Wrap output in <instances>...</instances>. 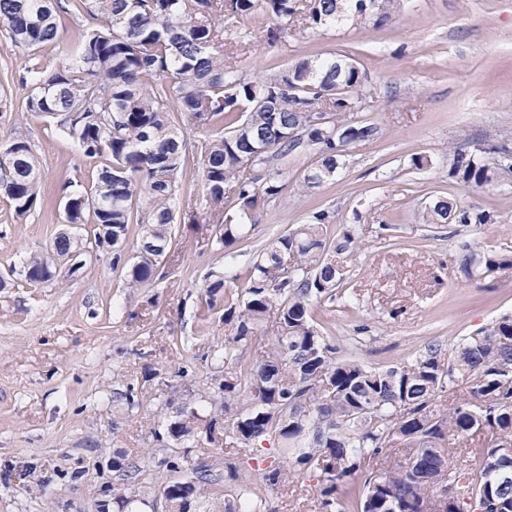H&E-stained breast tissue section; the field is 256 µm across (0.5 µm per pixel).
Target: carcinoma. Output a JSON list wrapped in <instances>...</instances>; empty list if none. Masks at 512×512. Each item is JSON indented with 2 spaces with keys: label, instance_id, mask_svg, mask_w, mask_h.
Wrapping results in <instances>:
<instances>
[{
  "label": "carcinoma",
  "instance_id": "1",
  "mask_svg": "<svg viewBox=\"0 0 512 512\" xmlns=\"http://www.w3.org/2000/svg\"><path fill=\"white\" fill-rule=\"evenodd\" d=\"M72 0H0V23L16 46L39 49L58 38V14ZM88 26L78 38V60L51 71L31 69L26 108L48 118L61 134L100 160L88 190H70L65 221L93 224L100 251L112 269L125 274L126 287L148 288L164 278L159 266L171 247L173 224H198L217 217L220 229L210 245L229 250L248 233L245 220L267 198L279 194L280 172L270 158L313 150L318 160L304 177L316 187L335 177L348 149L373 139L377 128L352 123L336 139L337 116L369 106L358 67L342 59L304 60L260 80L224 64V19L263 7L277 22L270 37L288 35L302 17L314 28L351 20L382 26L398 0H382L377 18L362 0H77ZM200 137L193 145L175 127L179 115ZM299 126L304 137L288 138ZM263 137L270 150L254 155ZM13 153H0V196L18 216L38 202L40 161L23 137ZM200 156L201 194L206 216L182 206V176L190 154ZM485 149L453 151L450 172L481 187L493 167ZM233 193L238 213H224V195ZM492 222L440 197L425 214L428 224ZM331 215L320 210L306 224L273 237L251 263L242 297L234 298L219 279L206 286V305L224 307L234 335L224 349L201 360L224 364L252 343L265 317L277 312L268 348L245 374L224 373L206 393L211 413L190 399L166 401L164 427L174 447L150 456L161 481L159 495L145 500L114 497L117 512H141L167 499L172 512L192 501L201 512H276L261 490L282 494L309 472L317 479L321 512H346L343 489L365 473L360 512H435L440 484L447 483L445 512H512V468L503 451L512 448V316L504 315L447 353L429 343L413 360L382 370L337 356L336 346L318 328L313 304L336 298L343 280L335 256L361 249L356 228L328 241ZM136 246L127 250L133 226ZM56 259L42 253L22 260L27 281L57 280L53 269L73 262L88 238L55 236ZM468 278L485 279L512 268V259L492 255L478 242L461 245ZM465 384L467 391L447 403L444 394ZM276 442L278 455L256 473L235 456L259 441ZM481 448L479 468L456 463L451 445ZM224 446L222 457L211 448ZM116 471L136 483L148 467L113 461Z\"/></svg>",
  "mask_w": 512,
  "mask_h": 512
}]
</instances>
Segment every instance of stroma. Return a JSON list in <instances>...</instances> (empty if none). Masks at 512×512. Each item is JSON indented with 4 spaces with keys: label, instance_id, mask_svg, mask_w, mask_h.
<instances>
[{
    "label": "stroma",
    "instance_id": "1",
    "mask_svg": "<svg viewBox=\"0 0 512 512\" xmlns=\"http://www.w3.org/2000/svg\"><path fill=\"white\" fill-rule=\"evenodd\" d=\"M84 19L59 20L56 43L32 51L0 26V149L23 136L40 161L41 202L17 216L0 197V512H113L112 494L152 499L159 475L142 484L112 470L114 451L141 458L168 447L153 435L173 395H203L219 371L203 362L229 336L221 310L204 315L205 286H247L248 266L272 234L328 211L327 234L355 227L363 251L346 263L341 296L315 305L316 321L343 358L373 368L410 361L427 343L455 347L496 318L512 314V269L468 279L459 246L482 241L512 257V170L496 169L478 188L449 174V153L512 150V0H401L384 26L312 28L296 21L272 41L262 10L224 29V61L246 60L249 76L269 77L302 60L348 57L360 68L371 106L360 117L376 137L353 146L336 177L305 188L313 151L274 157L283 189L252 215L238 257L208 243L217 224H179L154 287L127 288L109 256L53 283L33 284L21 259L44 251L64 220L65 182L88 184L94 163L78 143L25 109L32 67L65 62ZM429 166L412 167L415 155ZM439 197L491 224H428ZM359 295L346 306L343 293ZM132 384L143 394L131 410L114 398Z\"/></svg>",
    "mask_w": 512,
    "mask_h": 512
}]
</instances>
